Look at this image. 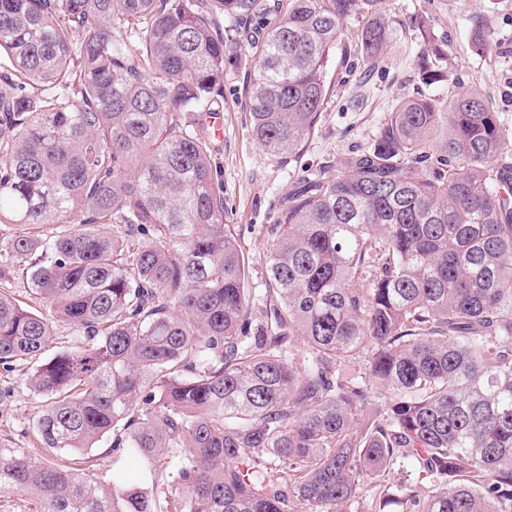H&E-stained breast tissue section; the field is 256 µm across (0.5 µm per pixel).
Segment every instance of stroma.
Listing matches in <instances>:
<instances>
[{
	"instance_id": "1",
	"label": "stroma",
	"mask_w": 512,
	"mask_h": 512,
	"mask_svg": "<svg viewBox=\"0 0 512 512\" xmlns=\"http://www.w3.org/2000/svg\"><path fill=\"white\" fill-rule=\"evenodd\" d=\"M381 15L390 26L386 52L368 69L337 51L329 65L332 91L316 131L290 160H272L251 136L243 106L247 58L238 56L224 71V138L212 143L211 152L224 180L227 221L241 231L254 287L265 283L268 229L288 194L304 180L335 172L341 160L370 145L399 100L425 93L445 97L456 87L474 86L512 132V0H383ZM422 18L448 41V79L433 87L422 83L415 66L416 22ZM478 22L491 32L480 54L469 48ZM4 386L9 392L0 395V447L36 450L31 427L42 400L20 374L0 370Z\"/></svg>"
}]
</instances>
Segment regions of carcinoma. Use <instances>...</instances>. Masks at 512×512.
Here are the masks:
<instances>
[{"label": "carcinoma", "mask_w": 512, "mask_h": 512, "mask_svg": "<svg viewBox=\"0 0 512 512\" xmlns=\"http://www.w3.org/2000/svg\"><path fill=\"white\" fill-rule=\"evenodd\" d=\"M381 3L0 0V368L29 364L46 399V456L0 447V512L11 493L29 512H344L367 482L371 512H512V147L483 93L401 100L289 194L264 290L224 223L198 121L224 61L249 58L251 135L289 159L346 20L372 13L353 51L384 53ZM417 29L421 80H448V44ZM489 39L475 25L472 50ZM18 255L42 311L9 293ZM60 324L74 340L45 357ZM108 437L151 485L48 460ZM405 465L425 490L396 498Z\"/></svg>", "instance_id": "1"}]
</instances>
